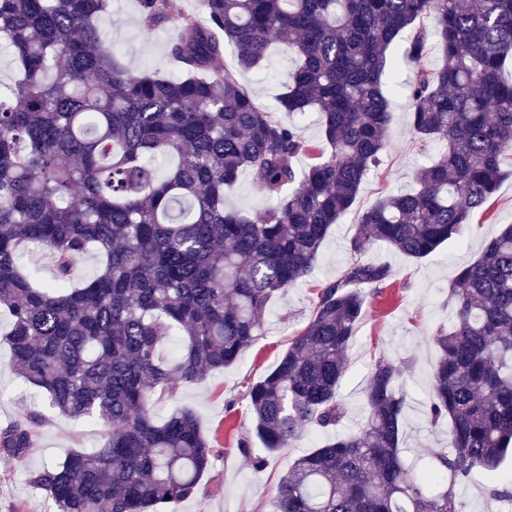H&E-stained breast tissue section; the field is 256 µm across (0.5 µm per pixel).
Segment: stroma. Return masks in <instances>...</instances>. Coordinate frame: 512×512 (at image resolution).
Wrapping results in <instances>:
<instances>
[{"mask_svg":"<svg viewBox=\"0 0 512 512\" xmlns=\"http://www.w3.org/2000/svg\"><path fill=\"white\" fill-rule=\"evenodd\" d=\"M104 28L109 44L128 69L178 73L170 54L173 27L146 32L138 0H109ZM294 67L293 58L280 50L270 57L262 73L247 72L239 80L256 105L270 112ZM412 76L408 65L397 68L396 89L390 96L391 131L379 167L363 184L353 210L332 227L312 271L273 301L260 339L236 363L209 373L202 381L182 385L176 398L158 407L161 418L180 408L191 409L213 443L212 467L201 477L197 493L181 504L180 512H268L269 503L278 495L280 479L294 460L325 442V433L307 428L289 447L270 456L264 468H254L250 456L239 447L241 441L248 440L254 450L262 448L251 430L247 391L277 364L291 339L305 327L319 289L334 281L351 262L350 240L362 212L382 195L412 187L415 172L437 155L438 143L420 141L408 132L409 99L404 85ZM471 223L464 238L422 260L409 259L378 244L362 256L366 263L388 265L390 272L380 292L368 296L347 351L348 371L341 387L349 415L347 426L355 428L365 415L364 387L374 362L382 356L409 362L404 387L410 406L403 448L408 459L423 463L434 449L448 443L447 427L428 431L422 426V403L436 358L431 338L453 317L448 289L458 271L477 258L486 240L512 224V178L501 183L493 198L474 213ZM10 359L8 348L0 346V425L35 413L42 421L36 429L35 446L25 459L0 455V512H55L52 502L28 485L27 470L59 460L68 449L94 447L102 428L96 422L68 419L51 411L43 394L14 374Z\"/></svg>","mask_w":512,"mask_h":512,"instance_id":"1","label":"stroma"}]
</instances>
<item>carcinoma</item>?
<instances>
[{"mask_svg":"<svg viewBox=\"0 0 512 512\" xmlns=\"http://www.w3.org/2000/svg\"><path fill=\"white\" fill-rule=\"evenodd\" d=\"M145 30L172 24L181 76L131 72L107 42L108 0H0V39L21 78L0 87V344L16 375L70 419L104 430L90 451L28 471L56 512H178L214 459L195 413L162 422L156 402L234 364L262 335L275 298L306 276L334 224L378 166L391 129L386 69H415L409 133L441 143L416 187L363 212L354 256L382 242L421 260L462 239L471 215L512 176V0H202L205 25L179 0H139ZM432 20V30L420 21ZM406 32L401 60L390 57ZM436 38L441 63L421 66ZM296 60L276 119L224 64L260 67L273 44ZM315 112L330 152L300 136ZM311 156L306 168L296 166ZM175 163L159 174L156 161ZM248 171L270 200L253 217L224 205ZM52 261L43 283L23 262ZM97 273L81 281L89 252ZM384 265L359 260L324 285L305 328L248 392L264 453L347 417L345 355L364 289ZM450 327L424 411L448 421V447L418 467L403 456L402 363L381 357L365 419L297 458L270 512H465L455 485L512 450V225L463 267L448 292ZM181 337L174 356L161 349ZM36 414L0 426V454L34 447Z\"/></svg>","mask_w":512,"mask_h":512,"instance_id":"carcinoma-1","label":"carcinoma"}]
</instances>
